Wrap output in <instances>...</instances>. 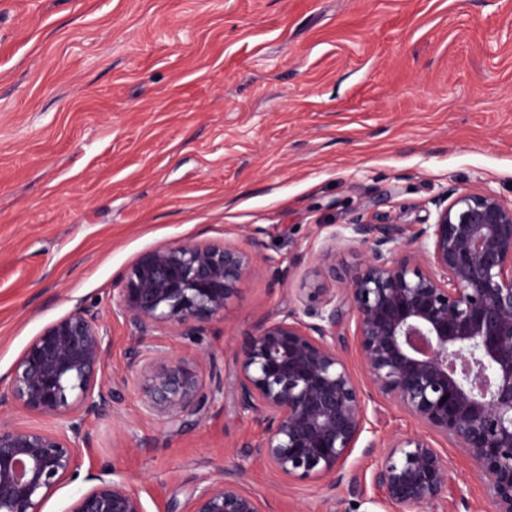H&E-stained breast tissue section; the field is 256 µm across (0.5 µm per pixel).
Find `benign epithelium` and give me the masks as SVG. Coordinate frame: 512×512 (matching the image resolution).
Wrapping results in <instances>:
<instances>
[{
	"instance_id": "7a95c632",
	"label": "benign epithelium",
	"mask_w": 512,
	"mask_h": 512,
	"mask_svg": "<svg viewBox=\"0 0 512 512\" xmlns=\"http://www.w3.org/2000/svg\"><path fill=\"white\" fill-rule=\"evenodd\" d=\"M435 221L406 235L401 224L357 218L322 249L336 272V247L366 246L342 279L341 296L315 288L308 300L265 322L236 351L233 389L242 413L266 424L255 454L288 479L336 477L366 432V399L397 403L476 464L492 512H512V204L488 189L451 191ZM274 260L230 242L184 241L142 253L120 276L116 313L140 334L182 336L226 319L241 285ZM367 385L336 349L346 319ZM105 334L83 308L48 324L0 378V404L65 419L51 432L0 424V512H42L77 474L82 422L112 407L98 381ZM143 405L172 423L191 424L213 402L198 356L149 359L134 350ZM448 461L424 436L387 443L373 483L402 512L447 499ZM68 512H147L141 497L108 468L90 471ZM184 512H271L245 489L236 469L198 486Z\"/></svg>"
}]
</instances>
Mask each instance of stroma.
I'll return each mask as SVG.
<instances>
[{"label": "stroma", "mask_w": 512, "mask_h": 512, "mask_svg": "<svg viewBox=\"0 0 512 512\" xmlns=\"http://www.w3.org/2000/svg\"><path fill=\"white\" fill-rule=\"evenodd\" d=\"M484 188L512 204V0H0V377L91 307L115 398L84 421L81 475L112 468L147 512H182L227 468L273 512H393L371 481L380 445L424 427L368 399L377 449L354 448L332 481L281 478L249 449L264 425L235 405L236 348L308 289L339 290L319 254L344 224L412 232L446 190ZM253 232L276 264L199 341L116 316L119 274L144 251L247 248ZM135 346L199 354L222 393L172 426L140 401ZM435 445L443 512H489L474 461Z\"/></svg>", "instance_id": "stroma-1"}]
</instances>
